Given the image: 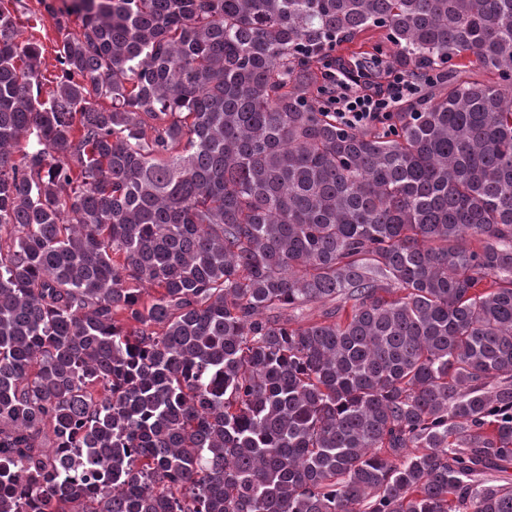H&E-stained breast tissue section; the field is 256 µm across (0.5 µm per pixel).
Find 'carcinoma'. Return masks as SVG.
I'll use <instances>...</instances> for the list:
<instances>
[{
    "label": "carcinoma",
    "instance_id": "cac0c4a2",
    "mask_svg": "<svg viewBox=\"0 0 512 512\" xmlns=\"http://www.w3.org/2000/svg\"><path fill=\"white\" fill-rule=\"evenodd\" d=\"M7 1L0 512H512V0ZM22 2L26 9L23 13L18 14L20 40L34 38L43 43L45 52L42 59V70L48 77H53L59 72V65L56 61V53L54 51L57 34L53 22L44 12L38 0H22ZM41 12L43 13L42 20L35 23L32 16L36 14L37 17H40ZM403 79L365 83L353 96L332 97L336 104V119L343 125L360 127L378 121L386 112H379L399 101L410 91Z\"/></svg>",
    "mask_w": 512,
    "mask_h": 512
}]
</instances>
